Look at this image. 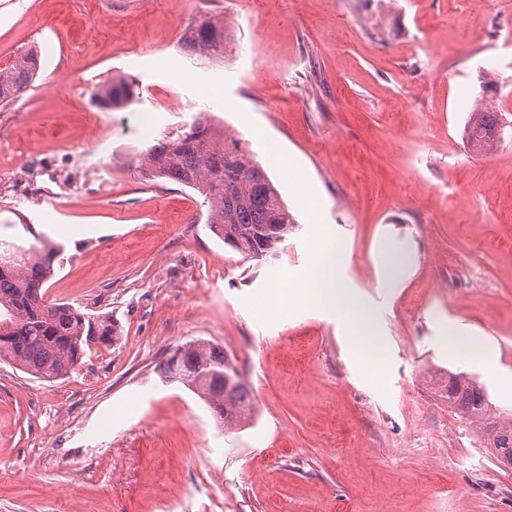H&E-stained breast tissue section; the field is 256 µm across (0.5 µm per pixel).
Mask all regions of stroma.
<instances>
[{
	"label": "stroma",
	"mask_w": 512,
	"mask_h": 512,
	"mask_svg": "<svg viewBox=\"0 0 512 512\" xmlns=\"http://www.w3.org/2000/svg\"><path fill=\"white\" fill-rule=\"evenodd\" d=\"M206 17L227 21L223 58L184 47ZM508 19L512 0H0V69L30 49L42 65L0 106V238L62 245L47 299L120 330L53 382L0 362V512H512V468L440 396L463 372L512 413ZM485 69L502 118L476 152L463 130ZM119 76L135 101L115 109L98 91ZM201 111L286 202L279 256L243 258L196 191L139 175L141 152ZM314 208L386 390L335 312L274 309L307 264ZM387 252L405 263L392 280ZM452 329L477 355L449 347ZM188 342L237 364L246 423L218 427L160 378Z\"/></svg>",
	"instance_id": "35a3bbf8"
}]
</instances>
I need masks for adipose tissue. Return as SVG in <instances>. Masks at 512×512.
<instances>
[{"instance_id": "adipose-tissue-1", "label": "adipose tissue", "mask_w": 512, "mask_h": 512, "mask_svg": "<svg viewBox=\"0 0 512 512\" xmlns=\"http://www.w3.org/2000/svg\"><path fill=\"white\" fill-rule=\"evenodd\" d=\"M339 260L336 245L325 231H318L309 261L297 278L286 303L279 305L280 313L294 307L333 308L349 326V339L354 358L365 362L369 359V339L359 334L354 324L363 315L360 300L338 285Z\"/></svg>"}]
</instances>
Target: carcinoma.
Segmentation results:
<instances>
[{
  "label": "carcinoma",
  "instance_id": "obj_1",
  "mask_svg": "<svg viewBox=\"0 0 512 512\" xmlns=\"http://www.w3.org/2000/svg\"><path fill=\"white\" fill-rule=\"evenodd\" d=\"M225 20L206 18L188 30L184 44L192 52L224 55ZM38 54L30 50L0 71V105L19 98L37 76ZM99 95L114 108L134 101L132 85L122 77L103 86ZM501 124L500 113L476 101L465 127L469 145L485 149ZM147 181L166 179L204 197L205 223L225 245L259 260L280 250L295 221L278 189L241 141L229 136L200 112L188 126L151 144L138 161ZM63 246L39 240L24 247L0 240V361L43 381H54L78 365L93 344L119 338L116 321L92 315L69 303L45 299L47 283L63 261ZM160 377L177 374L207 403L225 426L245 422L253 407L252 392L224 348L187 343L177 364L161 362ZM444 399L461 417L479 426L498 462L512 464V415L496 412L488 394L464 373L448 377Z\"/></svg>",
  "mask_w": 512,
  "mask_h": 512
}]
</instances>
